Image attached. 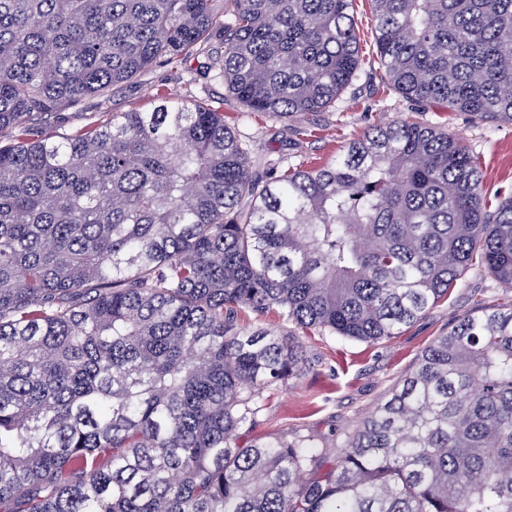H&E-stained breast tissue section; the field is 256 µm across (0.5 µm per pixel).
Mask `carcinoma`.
<instances>
[{
    "label": "carcinoma",
    "mask_w": 512,
    "mask_h": 512,
    "mask_svg": "<svg viewBox=\"0 0 512 512\" xmlns=\"http://www.w3.org/2000/svg\"><path fill=\"white\" fill-rule=\"evenodd\" d=\"M0 0V512H512V299L459 317L334 448L250 445L305 333L389 339L471 269L512 288V197L485 209L448 131L381 123L262 181L224 113L164 98L37 123L184 59L252 112L355 79L353 0ZM387 81L512 122V0H370ZM241 323L248 330H265L277 336H286L290 330H293L291 325L283 323L274 313L263 317L246 314L242 317Z\"/></svg>",
    "instance_id": "1"
}]
</instances>
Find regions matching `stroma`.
<instances>
[{"label": "stroma", "mask_w": 512, "mask_h": 512, "mask_svg": "<svg viewBox=\"0 0 512 512\" xmlns=\"http://www.w3.org/2000/svg\"><path fill=\"white\" fill-rule=\"evenodd\" d=\"M353 15L360 42L357 76L336 103L322 112L289 120L250 111L227 90L223 79H200V68L221 47L212 37L195 55L161 62L140 78L116 86L105 96L87 99L47 116L48 125L75 131L96 112H149L160 95L173 94L203 102L223 112L224 122L247 145L262 179L272 178L271 163L284 160L325 166L344 154L369 127L390 121L442 126L475 157L490 205L512 196V123L476 121L463 112L426 111L404 98L384 80L375 47V22L369 0H355ZM512 298L486 272L473 269L439 302L398 336L378 343L341 340L312 332L305 347L310 369L289 380L267 402L242 443L270 433L297 429L317 436L320 444L340 445L374 404L399 380L420 351L448 332L456 317L477 307H492Z\"/></svg>", "instance_id": "obj_1"}]
</instances>
